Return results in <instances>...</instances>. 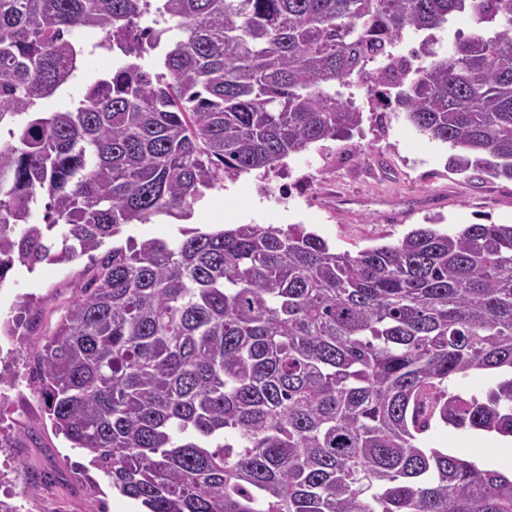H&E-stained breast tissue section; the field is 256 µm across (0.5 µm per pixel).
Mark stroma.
Here are the masks:
<instances>
[{
  "mask_svg": "<svg viewBox=\"0 0 512 512\" xmlns=\"http://www.w3.org/2000/svg\"><path fill=\"white\" fill-rule=\"evenodd\" d=\"M112 69L111 53L86 56L77 76L57 95L40 100L39 110L69 107L96 77ZM447 145L418 134L404 113H389L384 124L362 126L291 156L285 170L259 178L252 174L207 190L189 219L166 215L124 227L126 237L178 236L182 227L234 224L304 225L339 251L357 252L401 239L411 230L434 224L456 231L467 224H512V181L478 180L448 165ZM88 258L69 265L44 264L35 271L18 268L0 290V316L17 298H37L36 310L21 314L32 323L19 337L11 358H0V390L6 407L0 416V468L11 481L0 484V497L11 495L23 512H140L139 502L113 490L97 470L80 474L88 458L59 435L34 382L32 352L55 326L61 309L76 294ZM428 448L512 470L491 434L439 424L423 437Z\"/></svg>",
  "mask_w": 512,
  "mask_h": 512,
  "instance_id": "1",
  "label": "stroma"
}]
</instances>
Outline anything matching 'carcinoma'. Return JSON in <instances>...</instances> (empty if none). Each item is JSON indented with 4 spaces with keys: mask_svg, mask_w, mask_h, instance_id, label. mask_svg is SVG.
<instances>
[{
    "mask_svg": "<svg viewBox=\"0 0 512 512\" xmlns=\"http://www.w3.org/2000/svg\"><path fill=\"white\" fill-rule=\"evenodd\" d=\"M82 31L112 71L39 111ZM354 77L455 170L512 180V0H0V284L88 256L36 382L148 512H512V476L420 446L434 423L512 436V224L354 255L300 224L102 249L358 127ZM475 373L501 378L449 391ZM456 28L462 30L463 34H467L470 31L469 23L466 16H457L455 17L445 28L444 30L437 32V37L439 39V44L436 45L437 48L440 49L441 52H448L452 49L454 43V32ZM487 375H470L464 378H457L449 382V389L454 393L476 394L484 392L488 382Z\"/></svg>",
    "mask_w": 512,
    "mask_h": 512,
    "instance_id": "obj_1",
    "label": "carcinoma"
}]
</instances>
